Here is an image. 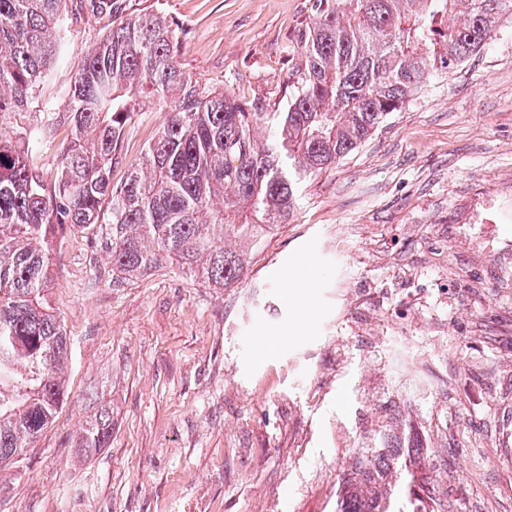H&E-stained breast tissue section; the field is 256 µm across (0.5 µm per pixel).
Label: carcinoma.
Masks as SVG:
<instances>
[{"label":"carcinoma","instance_id":"carcinoma-1","mask_svg":"<svg viewBox=\"0 0 512 512\" xmlns=\"http://www.w3.org/2000/svg\"><path fill=\"white\" fill-rule=\"evenodd\" d=\"M507 13L512 0H315L290 100L281 112H252L182 68L181 32L156 12H130L125 0H0V472L67 398L69 339L49 299L67 237L109 225L117 285L167 266L233 285L304 180L480 50ZM71 14L110 28L76 65L67 105L33 123L30 105L61 58ZM146 99L168 120L114 185ZM65 124L71 137L47 179L29 152ZM264 125L272 133L260 140ZM111 438L103 406L76 448L88 456ZM424 460L414 432L382 445L344 478L338 512H435Z\"/></svg>","mask_w":512,"mask_h":512}]
</instances>
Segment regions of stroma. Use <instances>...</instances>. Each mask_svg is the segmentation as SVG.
<instances>
[{
	"label": "stroma",
	"mask_w": 512,
	"mask_h": 512,
	"mask_svg": "<svg viewBox=\"0 0 512 512\" xmlns=\"http://www.w3.org/2000/svg\"><path fill=\"white\" fill-rule=\"evenodd\" d=\"M142 4L183 31L193 78L284 109L314 0H127ZM108 24L69 22L32 119L66 105ZM165 121L142 107L114 184ZM306 256L313 316L280 344ZM53 274L68 399L0 485V512H336L340 478L406 427L440 512H512V17L303 183L238 283L165 267L113 286L98 232L67 238ZM260 332L275 338L263 356ZM103 405L112 439L78 458Z\"/></svg>",
	"instance_id": "stroma-1"
}]
</instances>
